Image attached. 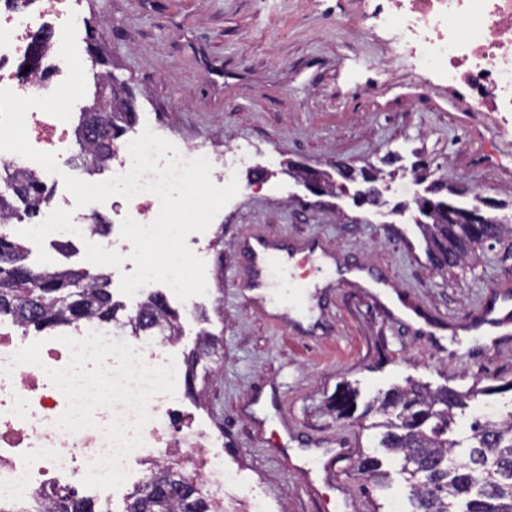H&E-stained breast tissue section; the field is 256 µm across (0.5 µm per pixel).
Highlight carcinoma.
<instances>
[{
  "label": "carcinoma",
  "instance_id": "obj_1",
  "mask_svg": "<svg viewBox=\"0 0 512 512\" xmlns=\"http://www.w3.org/2000/svg\"><path fill=\"white\" fill-rule=\"evenodd\" d=\"M135 119L133 112H82L76 126L79 153L73 162L89 174L104 169L112 146ZM7 189L0 192V220H24L28 209L46 205L45 183L25 172L0 168ZM446 192L447 197L437 194ZM462 191L433 180L417 199L418 212L429 234L434 260L443 267L466 264L470 253L488 242L505 246L512 257V220L487 215L481 208L460 206L454 197ZM0 318H8L24 332L75 326L82 321L130 329L138 336L169 332L178 335L177 314L158 292L148 295L138 316L119 322L107 275H91L71 268L36 267L20 242L0 236ZM512 391V381L458 392L448 386L435 390L413 379L377 396L360 414L375 413L370 424L379 430L378 447L399 461V474L408 490L409 512H512V411L503 417H475L465 440L454 437V409L495 390ZM154 473L161 479L152 491L137 487L124 512H210V506L189 476L166 466ZM357 473L376 486L385 485L390 473L380 460L364 456ZM45 512H99L91 500L76 495L52 502Z\"/></svg>",
  "mask_w": 512,
  "mask_h": 512
}]
</instances>
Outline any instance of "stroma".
Here are the masks:
<instances>
[{"label":"stroma","instance_id":"1","mask_svg":"<svg viewBox=\"0 0 512 512\" xmlns=\"http://www.w3.org/2000/svg\"><path fill=\"white\" fill-rule=\"evenodd\" d=\"M77 4L87 89L75 111L92 103L103 71L87 52L92 34L132 96L137 122L154 119L182 152L201 139L221 150L248 140L258 150L255 167L237 174L238 194L200 235L207 295L190 308L169 287H156L179 316L171 354L178 367L193 368L181 400L217 436L215 460L264 512H400L407 505L400 480L379 488L357 474L374 436L356 419L337 417L336 396L348 383L363 404L409 377L459 391L479 377L492 385L512 380V348H491L465 329L498 286L512 282V260L487 248L466 270L437 268L414 222L420 186L400 190L389 176L423 162L435 178L465 188L464 207L478 195L511 200L512 180L469 167L466 158L477 124L494 129L488 147L512 167V129L499 134L501 113L473 112L466 89L397 55L387 32H371L363 18L371 0ZM468 111L469 126L456 118ZM340 162L383 172L378 206L355 201L361 181L319 198L292 174L307 164L332 175ZM30 226L27 219L0 224V235L22 242L33 265L107 272L119 318L135 314L145 296L119 292V271L92 262L78 239L59 253ZM247 235L317 238L343 264L382 270L400 302L456 325L457 356L408 334L344 278L334 279L321 304V337L305 335L296 320L242 291L247 271L237 244ZM284 428L300 443L350 444L332 483L275 451Z\"/></svg>","mask_w":512,"mask_h":512}]
</instances>
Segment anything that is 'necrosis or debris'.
<instances>
[{
	"label": "necrosis or debris",
	"instance_id": "4bbe7bcc",
	"mask_svg": "<svg viewBox=\"0 0 512 512\" xmlns=\"http://www.w3.org/2000/svg\"><path fill=\"white\" fill-rule=\"evenodd\" d=\"M74 9L72 0H31L24 9L0 0V87L21 96L46 95L41 75L19 79L12 64L27 57L39 29L63 27ZM370 17L374 27L390 30L396 48L419 66L466 87L480 111L512 112V0H377ZM25 126L37 150L59 154L70 144L68 123L42 110H30ZM62 229L122 266L125 253L116 238L93 234L82 214L63 226L49 221L47 235ZM41 358L42 366L22 364L11 376L0 374V491L15 493L18 512L27 502L51 503L80 484L89 462L108 452L103 427L116 414L115 408L101 407L94 413L96 427L77 432L56 427L67 399L45 370L65 367L70 351L50 340ZM147 411L143 443L125 461L129 473L141 474L152 463L184 467L198 474L213 512H239L237 498L225 494L228 476L206 456V430L186 421L178 398L155 395Z\"/></svg>",
	"mask_w": 512,
	"mask_h": 512
}]
</instances>
